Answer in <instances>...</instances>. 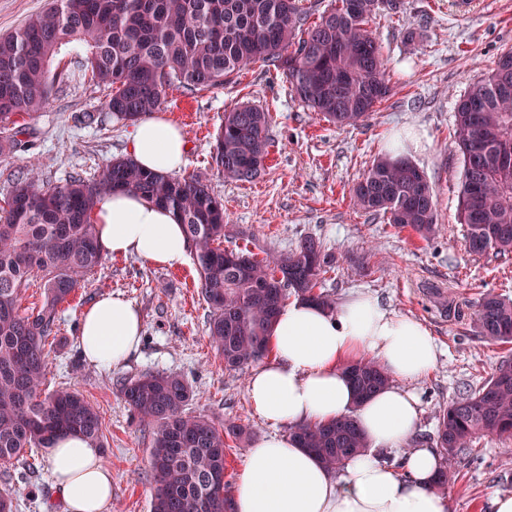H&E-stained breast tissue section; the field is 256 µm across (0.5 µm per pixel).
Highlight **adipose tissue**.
Returning a JSON list of instances; mask_svg holds the SVG:
<instances>
[{
	"label": "adipose tissue",
	"instance_id": "1",
	"mask_svg": "<svg viewBox=\"0 0 512 512\" xmlns=\"http://www.w3.org/2000/svg\"><path fill=\"white\" fill-rule=\"evenodd\" d=\"M128 151L138 165L174 175L187 164L188 143L178 125L154 113L134 126ZM94 217L108 254L165 266L186 260L182 224L142 196L120 190L103 194ZM140 336V315L122 296L103 295L81 316L79 341L90 363L126 362ZM270 345L275 357L252 369L247 398L276 432L249 448L234 512H450L448 495L434 486L442 458L435 449L408 445L421 414L412 385L438 361L426 326L358 291L331 311L307 300L289 301L276 319ZM360 355L377 361L392 378L361 402L343 372L344 364ZM349 414L356 416L370 448L336 473L286 434L290 426ZM392 449L402 450V467L382 461V453ZM50 465L64 512H106L112 472L89 441L58 438Z\"/></svg>",
	"mask_w": 512,
	"mask_h": 512
}]
</instances>
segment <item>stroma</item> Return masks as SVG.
I'll return each instance as SVG.
<instances>
[{"label":"stroma","instance_id":"stroma-1","mask_svg":"<svg viewBox=\"0 0 512 512\" xmlns=\"http://www.w3.org/2000/svg\"><path fill=\"white\" fill-rule=\"evenodd\" d=\"M401 2L398 11H378L370 23L392 91L361 125L339 129L320 119L290 94L282 72L259 63L233 83L191 95L170 87L161 111L188 139L185 174L204 178L224 203L226 248L245 247L263 257L308 236L319 239L335 256L323 281L334 301L366 291L430 330L439 356L435 369L413 385L422 412L410 445L418 448L434 435L441 407L512 360V343L484 340L464 319L485 293L512 298V256H477L464 247L458 217L463 166L453 137L458 100L512 48V0H470L466 14L459 13L458 0ZM55 64L64 81L42 112L24 119L16 153L0 156V200L22 178L23 162L35 166L43 182L58 184L77 174L93 177L127 153L131 125L87 119L102 111L106 89L68 56H57ZM243 103L270 114L265 170L250 183L225 179L212 160L225 112ZM401 129L424 143L410 158L437 199L439 232L429 241L358 209L351 199L354 184ZM108 293L138 308L141 348L121 366L74 367L81 315ZM208 315L193 263L155 267L131 256H108L61 306L47 382L83 391L104 419L102 459L112 471L108 512H150L152 436L132 422L120 379L149 371L183 375L196 392L193 411L243 425L250 441L273 434L247 399V371L226 370L211 344ZM448 492L451 512H490L494 494H512V437L477 441L471 456L456 464Z\"/></svg>","mask_w":512,"mask_h":512}]
</instances>
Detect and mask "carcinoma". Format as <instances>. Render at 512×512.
Wrapping results in <instances>:
<instances>
[{
    "instance_id": "cac0c4a2",
    "label": "carcinoma",
    "mask_w": 512,
    "mask_h": 512,
    "mask_svg": "<svg viewBox=\"0 0 512 512\" xmlns=\"http://www.w3.org/2000/svg\"><path fill=\"white\" fill-rule=\"evenodd\" d=\"M397 3L333 0L310 23L302 0H51L0 34V154L15 151L24 131L17 117L48 105L60 76L52 65L63 49L85 55L93 78L109 91L105 114H90V121L134 124L161 108L171 86L193 93L263 63L282 71L311 111L338 127L356 126L391 93L369 23L376 11H394ZM268 125V113L255 105L224 113L213 159L225 179L261 176ZM454 136L463 163L465 247L477 255L512 253V50L459 101ZM29 174L0 207V465L20 466L17 475H3L32 494L38 468L31 458L57 434L103 447L102 416L90 400L75 388H45L46 344L57 333L59 308L107 258L93 219L101 195L133 191L177 215L210 310L208 336L227 370L268 355L277 314L290 298L334 307L321 280L335 256L319 240L306 237L262 259L224 248V206L197 175L153 173L127 156L109 160L93 179L77 175L45 185L34 169ZM353 198L364 212H382L425 240L438 231L434 191L407 157L374 159ZM34 281L40 282L39 304L24 309L23 295ZM470 326L488 341L512 343V301L484 294ZM344 373L360 401L390 383L369 359L348 363ZM120 393L131 418L153 429L151 512H228L224 448L229 439H243L246 428L188 411L195 393L179 374L142 373L125 380ZM288 435L334 471L369 447L353 415L290 427ZM488 435L512 436L511 360L440 409L433 437L445 463L439 489H447L459 455Z\"/></svg>"
}]
</instances>
